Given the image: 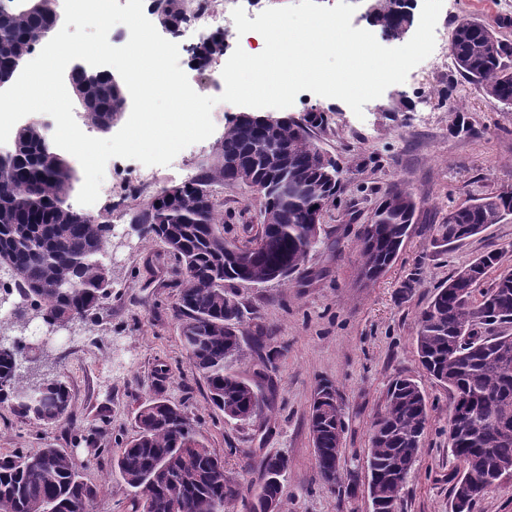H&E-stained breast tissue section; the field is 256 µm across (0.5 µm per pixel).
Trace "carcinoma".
Returning a JSON list of instances; mask_svg holds the SVG:
<instances>
[{"label": "carcinoma", "mask_w": 512, "mask_h": 512, "mask_svg": "<svg viewBox=\"0 0 512 512\" xmlns=\"http://www.w3.org/2000/svg\"><path fill=\"white\" fill-rule=\"evenodd\" d=\"M184 0H168L165 20L171 30L184 21ZM375 20L393 33L410 15L399 0H377ZM56 0H4L0 5V88L13 84L20 62L38 38L56 27ZM449 55L457 72L481 85L487 96L512 108V43L497 38L483 23L463 18L452 32ZM70 82L87 121L108 130L125 108L122 86L108 74L90 81L70 73ZM324 117L310 112L290 119L274 132L251 123H233L224 133L219 161L203 177L162 189L133 216L142 234L162 241L178 262L175 313L181 340L207 386L209 400L224 418L246 422L261 415L268 402L259 399L260 369L246 378L240 364L246 351L239 336L245 306L239 286L284 281L305 273L320 231L308 223L312 207L337 197L342 180L334 171L311 166L318 149L310 130ZM249 169L261 186L262 225L254 244L239 246L224 238L209 186L219 178L239 182ZM286 179L303 190L283 196ZM73 180L68 162L52 148L47 132L23 127L10 152L0 157V269L12 272L19 296L32 295L44 321L78 320L97 310L111 286V269L103 258L112 246L111 225L78 213L66 204ZM410 194H387L358 235L365 279L379 278L392 265L412 224ZM512 215V191L479 197L448 213L457 227L450 246L479 234ZM501 255L483 254L436 288L418 314L415 344L423 369L450 390L448 453L461 471L448 477L451 497L461 495L466 474L490 487L502 469L512 468V271L503 270L486 291L477 286L499 268ZM26 357L42 359V347L22 345L0 352V386L29 404L25 416L46 423L70 414V393L60 376L32 385L21 372ZM428 425V405L419 384L398 376L389 384L383 407L369 426L367 464L371 504L399 503L408 476L418 461ZM136 436L119 442L113 462L133 489L132 512H224L242 498L239 484L224 477V459L206 446L192 419L166 399L143 404L135 415ZM320 478L337 471L342 448V411L336 387L320 385L309 415ZM262 492L281 497V484L269 480L288 470V457L272 455L258 463ZM83 462L59 448H41L0 457V512H87L98 489L84 480Z\"/></svg>", "instance_id": "cac0c4a2"}]
</instances>
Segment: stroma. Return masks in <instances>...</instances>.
I'll use <instances>...</instances> for the list:
<instances>
[{
  "label": "stroma",
  "mask_w": 512,
  "mask_h": 512,
  "mask_svg": "<svg viewBox=\"0 0 512 512\" xmlns=\"http://www.w3.org/2000/svg\"><path fill=\"white\" fill-rule=\"evenodd\" d=\"M484 23L512 41V0H444L435 29V52L390 86L356 117L341 100L300 92L286 115L323 113L311 139L346 172L344 187L323 218L320 243L291 282L241 288L250 313L241 331L268 336L274 358L270 410L246 423L227 422L187 356L174 314L179 288L173 256L157 239L135 232L134 213L161 189L179 186L211 168L231 116L239 106L212 109L214 133L182 150L167 166L110 159L96 203L85 214L112 227L104 257L110 293L97 314L46 337L40 322L28 341L48 342L40 373L63 376L71 397L69 421L47 424L0 403V456L61 448L82 461L99 494L89 512H130L132 490L113 467L116 441L131 439L139 407L163 398L181 406L203 441L225 460L227 476L246 491L260 485L257 464L266 455L289 461L282 480L286 512H371L366 450L368 425L397 376L415 378L429 407L421 456L402 493V512H448V477L458 470L448 453L452 395L422 371L414 341L417 316L435 289L457 268L489 250L512 270V216L454 248L440 246L434 229L469 199L512 187V112L502 111L480 85L440 70L441 48L461 18ZM216 23L189 27L178 40L179 64L192 88L212 95L206 73L191 63V47L213 37ZM475 134L459 131L461 123ZM410 192L413 224L392 266L365 281L357 236L387 191ZM219 230L246 245L261 230V198L237 183L213 181ZM335 385L345 421L342 481L327 488L317 472L308 428L319 384Z\"/></svg>",
  "instance_id": "1"
}]
</instances>
